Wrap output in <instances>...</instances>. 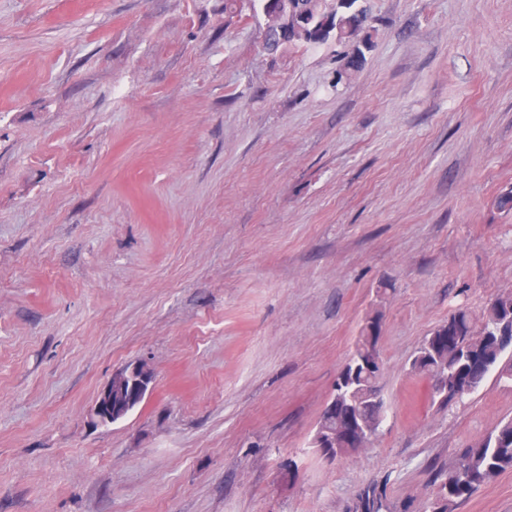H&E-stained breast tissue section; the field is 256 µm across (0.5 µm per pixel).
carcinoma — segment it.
<instances>
[{
	"mask_svg": "<svg viewBox=\"0 0 512 512\" xmlns=\"http://www.w3.org/2000/svg\"><path fill=\"white\" fill-rule=\"evenodd\" d=\"M369 10L366 0H349L345 9L336 12L333 30L325 35L300 36L293 46H318L329 39L342 44L357 39L366 29ZM379 317L373 325L361 329L354 349L335 383L332 395L341 407L352 406L371 434L379 433L385 417V405L370 401L380 390L383 365L378 349ZM512 290L494 296L479 315L459 308L448 320L427 336L415 353L411 369L431 383V400L448 406L477 392L494 377L499 383L512 385ZM512 470V419L500 421L480 444L459 449L456 458L436 472L433 497L442 502L441 512H454L483 485L499 474ZM362 512H387L384 490L374 486L362 499Z\"/></svg>",
	"mask_w": 512,
	"mask_h": 512,
	"instance_id": "obj_1",
	"label": "carcinoma"
}]
</instances>
